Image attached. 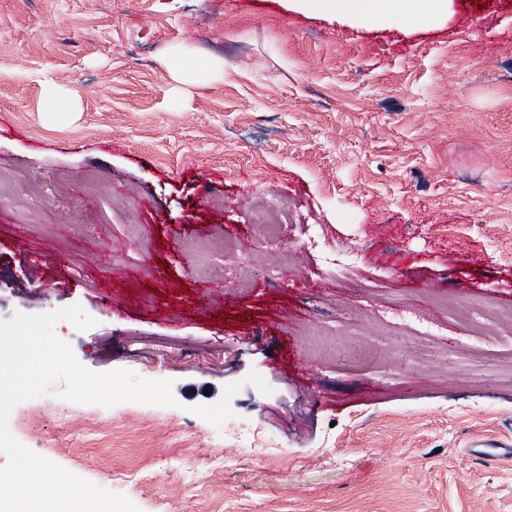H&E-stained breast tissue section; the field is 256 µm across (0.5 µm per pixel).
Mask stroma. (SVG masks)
Here are the masks:
<instances>
[{
  "label": "stroma",
  "mask_w": 512,
  "mask_h": 512,
  "mask_svg": "<svg viewBox=\"0 0 512 512\" xmlns=\"http://www.w3.org/2000/svg\"><path fill=\"white\" fill-rule=\"evenodd\" d=\"M453 3L374 28L288 0H0V320L81 305L94 327L55 326L79 362L178 402L51 392L11 432L140 512H512V457L473 450L512 445V326L466 320L512 311V0ZM177 49L223 79L177 84ZM50 81L70 117L46 119ZM260 202L289 215L277 245ZM236 381L222 426L194 414ZM285 216L284 212L273 213L260 208L255 216V223L268 243L279 242L278 225Z\"/></svg>",
  "instance_id": "35a3bbf8"
}]
</instances>
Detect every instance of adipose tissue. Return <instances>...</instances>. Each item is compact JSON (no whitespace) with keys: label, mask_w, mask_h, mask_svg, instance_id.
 <instances>
[{"label":"adipose tissue","mask_w":512,"mask_h":512,"mask_svg":"<svg viewBox=\"0 0 512 512\" xmlns=\"http://www.w3.org/2000/svg\"><path fill=\"white\" fill-rule=\"evenodd\" d=\"M299 11L381 25L394 18L437 20L448 15L451 0H294Z\"/></svg>","instance_id":"obj_1"}]
</instances>
